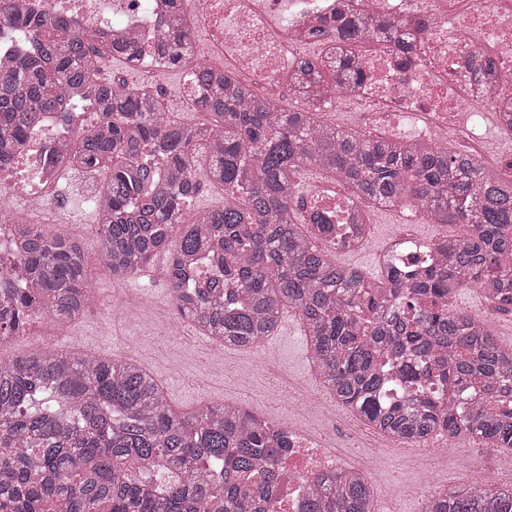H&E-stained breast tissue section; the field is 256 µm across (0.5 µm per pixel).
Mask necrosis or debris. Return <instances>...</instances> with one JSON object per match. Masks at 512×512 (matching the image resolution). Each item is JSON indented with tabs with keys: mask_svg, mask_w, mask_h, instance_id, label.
Segmentation results:
<instances>
[{
	"mask_svg": "<svg viewBox=\"0 0 512 512\" xmlns=\"http://www.w3.org/2000/svg\"><path fill=\"white\" fill-rule=\"evenodd\" d=\"M23 2L27 9L68 20L78 30L100 31L119 41L132 39L145 49L157 42L165 20L156 0ZM338 9L409 28L424 19L431 22L414 53L384 45L360 59V68L370 77L344 93L342 100L365 112V133L434 139L489 160V145L475 131L472 117L489 112L502 123L512 112V0H197L190 19L192 25L209 30L200 48L202 56L221 61L240 79L270 82L298 65L297 47L307 43L309 31L323 15ZM486 49L494 55L499 82L464 79L467 67ZM99 120V114L90 110L74 113L67 122L56 112L45 115L25 145L0 168V202L10 201L13 217L28 224L61 223L54 201L59 182L43 160L44 148ZM316 196L325 222L345 225V241L358 250L369 245L367 225L341 211L344 196L332 183H325ZM288 445L281 463L287 488L272 499L268 512H301L309 477L341 465L327 439L310 436L297 426L288 428Z\"/></svg>",
	"mask_w": 512,
	"mask_h": 512,
	"instance_id": "necrosis-or-debris-1",
	"label": "necrosis or debris"
}]
</instances>
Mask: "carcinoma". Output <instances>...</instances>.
Returning <instances> with one entry per match:
<instances>
[{
  "label": "carcinoma",
  "instance_id": "cac0c4a2",
  "mask_svg": "<svg viewBox=\"0 0 512 512\" xmlns=\"http://www.w3.org/2000/svg\"><path fill=\"white\" fill-rule=\"evenodd\" d=\"M147 53L52 23L20 5L0 26L36 42L0 62V164L20 149L43 113L90 103L106 118L53 150L62 166L92 179L104 267L114 276L166 258L176 315L210 335L259 347L285 309H298L326 386L342 406L398 439L446 429L512 449V349L490 324L448 308L460 288L496 284V310L512 312V179L448 147L375 139L319 119L333 94L364 78L355 46L409 50L417 35L341 11L312 33L330 48L285 75L306 107L257 93L217 64L196 63L183 0ZM146 55L186 66L207 123L167 118L157 95L100 77L98 59ZM473 76L497 80L481 55ZM208 164L197 166L196 149ZM313 166L377 207L413 202L467 235L435 243L440 260H398L380 283L334 261L336 242L297 194ZM242 198L202 215L186 205L204 183ZM0 249V341L40 313L65 322L96 304L83 247L38 224H16ZM410 388L423 377L448 384V401L415 394L390 401L387 367ZM285 430L228 402L173 409L152 375L127 360L38 349L0 361V500H50L56 512H267L279 485ZM307 512H374L363 476L344 468L315 475ZM423 512H512V489L462 483L425 501Z\"/></svg>",
  "mask_w": 512,
  "mask_h": 512
}]
</instances>
